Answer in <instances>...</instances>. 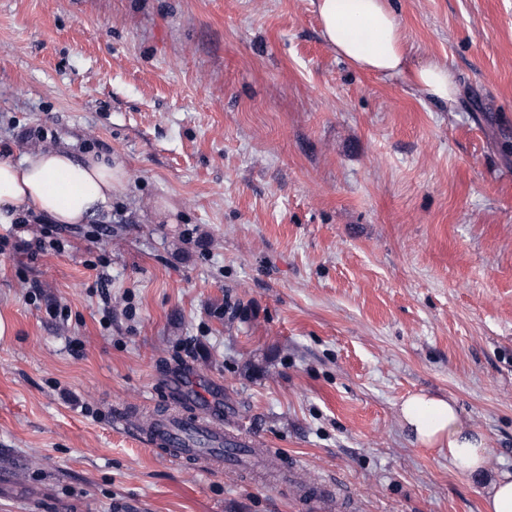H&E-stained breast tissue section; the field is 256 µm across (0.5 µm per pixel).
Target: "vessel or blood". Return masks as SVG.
<instances>
[{
	"mask_svg": "<svg viewBox=\"0 0 512 512\" xmlns=\"http://www.w3.org/2000/svg\"><path fill=\"white\" fill-rule=\"evenodd\" d=\"M145 435L150 446L165 450L175 459L207 458L214 472L223 471L227 458L236 459L241 455L239 448L225 446L224 411L212 402L204 404L199 414L171 411L165 418L152 419ZM347 494L343 484L328 481L306 485L301 499L320 512L331 498Z\"/></svg>",
	"mask_w": 512,
	"mask_h": 512,
	"instance_id": "vessel-or-blood-1",
	"label": "vessel or blood"
}]
</instances>
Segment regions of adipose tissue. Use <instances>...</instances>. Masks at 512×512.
Listing matches in <instances>:
<instances>
[{"instance_id": "adipose-tissue-1", "label": "adipose tissue", "mask_w": 512, "mask_h": 512, "mask_svg": "<svg viewBox=\"0 0 512 512\" xmlns=\"http://www.w3.org/2000/svg\"><path fill=\"white\" fill-rule=\"evenodd\" d=\"M322 35L354 66L400 76L430 97L454 101L457 88L447 64L411 66L405 40L388 0H312ZM119 162L93 153L74 155L63 146L38 148L20 161L0 159V224L39 215L57 224H83L109 210L125 187ZM403 429L427 448H444L454 469L487 472L492 450L484 432L462 417L451 398L425 392L409 395L398 409Z\"/></svg>"}]
</instances>
